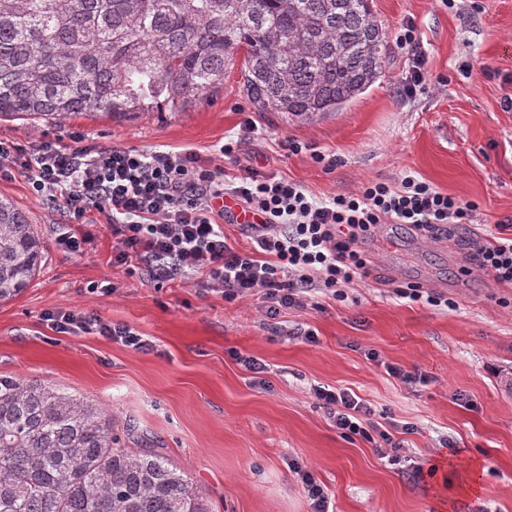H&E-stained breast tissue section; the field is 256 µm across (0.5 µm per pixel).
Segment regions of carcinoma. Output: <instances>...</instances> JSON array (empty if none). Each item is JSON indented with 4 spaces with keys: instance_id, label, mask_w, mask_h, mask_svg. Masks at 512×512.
<instances>
[{
    "instance_id": "1",
    "label": "carcinoma",
    "mask_w": 512,
    "mask_h": 512,
    "mask_svg": "<svg viewBox=\"0 0 512 512\" xmlns=\"http://www.w3.org/2000/svg\"><path fill=\"white\" fill-rule=\"evenodd\" d=\"M387 40L369 0H0V120L130 119L224 84L311 120L376 82ZM46 245L0 199V301L28 288ZM0 512H210L161 448H124L97 403L0 376Z\"/></svg>"
}]
</instances>
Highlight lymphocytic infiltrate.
Masks as SVG:
<instances>
[{
  "mask_svg": "<svg viewBox=\"0 0 512 512\" xmlns=\"http://www.w3.org/2000/svg\"><path fill=\"white\" fill-rule=\"evenodd\" d=\"M396 44L411 60L402 94L412 98L425 86L426 65L413 23L401 26ZM13 168L26 173L37 197L63 198L74 221L94 210L104 214L112 262L128 273L144 271L158 287L197 273L225 300L259 296L269 316L303 306L312 291L342 297L349 284L368 278L372 265L362 246L379 225L405 224L439 240L473 223L477 209L409 170L391 184L370 181L352 194L318 198L298 183L253 168L224 180L189 150L148 153L93 142L71 148L43 137L23 144L0 140V173ZM220 198L257 216V223L245 227L249 250L227 243L216 220ZM496 227L486 241L468 240V255L477 271L511 285L512 221H497ZM55 327L117 337L138 349L146 345L130 327L75 313L57 315ZM312 394L342 434L362 437L378 453L399 451L400 434L411 430L407 424L380 426L372 408L347 390L316 386Z\"/></svg>",
  "mask_w": 512,
  "mask_h": 512,
  "instance_id": "obj_1",
  "label": "lymphocytic infiltrate"
}]
</instances>
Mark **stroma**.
Listing matches in <instances>:
<instances>
[{"label":"stroma","mask_w":512,"mask_h":512,"mask_svg":"<svg viewBox=\"0 0 512 512\" xmlns=\"http://www.w3.org/2000/svg\"><path fill=\"white\" fill-rule=\"evenodd\" d=\"M391 46L382 77L336 112L300 121L260 112L244 97L235 54L210 99L116 122L71 116L62 124L0 122V139L71 133L105 147L194 151L225 178L251 167L326 197L394 181L410 169L441 192L477 204L467 234L489 237L512 217V0H370ZM413 22L425 53L427 88L401 95L409 69L394 46ZM253 132L240 136L244 124ZM239 139L232 159L216 150ZM292 142L304 152H289ZM319 150L336 160L324 168ZM0 197L28 214L47 245L39 276L0 302V374L93 399L117 424L135 422L166 449L209 500L212 512H312L293 464L324 485L335 512H512V287L468 273L466 250L400 224H382L364 249L370 278L339 302L316 294L306 306L266 318L257 297L225 300L191 275L163 288L111 263L107 219L76 224L63 201L36 198L22 172L0 176ZM91 235L82 252L64 233ZM392 249H384L383 240ZM417 283L451 298L435 307L397 297ZM84 314L129 326L147 342L57 332L49 317ZM310 328L315 341L297 338ZM253 358L256 373L244 365ZM416 373L406 383L387 366ZM346 388L375 420L412 426L399 464L363 438L344 437L310 388ZM480 460L471 490V460ZM436 475H429V468Z\"/></svg>","instance_id":"35a3bbf8"}]
</instances>
